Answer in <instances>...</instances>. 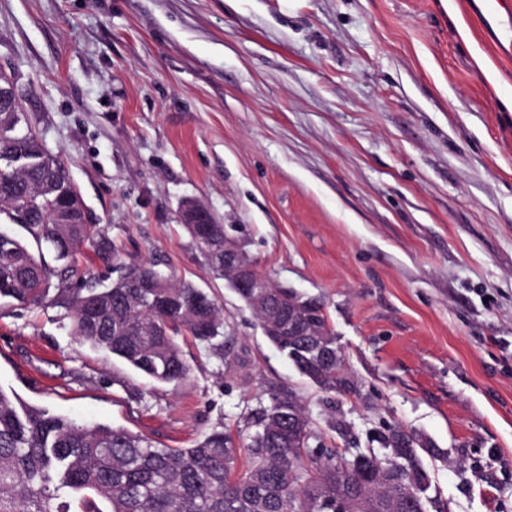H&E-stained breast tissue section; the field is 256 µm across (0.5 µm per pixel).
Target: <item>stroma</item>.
I'll return each mask as SVG.
<instances>
[{
    "label": "stroma",
    "mask_w": 512,
    "mask_h": 512,
    "mask_svg": "<svg viewBox=\"0 0 512 512\" xmlns=\"http://www.w3.org/2000/svg\"><path fill=\"white\" fill-rule=\"evenodd\" d=\"M466 0H0V73L124 262L210 292L224 353L156 383L63 310L0 305V387L189 448L292 387L323 447L401 425L433 505L512 512V62ZM319 299L355 394L299 375L182 218Z\"/></svg>",
    "instance_id": "1"
}]
</instances>
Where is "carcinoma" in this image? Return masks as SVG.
Returning a JSON list of instances; mask_svg holds the SVG:
<instances>
[{"label": "carcinoma", "instance_id": "cac0c4a2", "mask_svg": "<svg viewBox=\"0 0 512 512\" xmlns=\"http://www.w3.org/2000/svg\"><path fill=\"white\" fill-rule=\"evenodd\" d=\"M21 104L0 94V215L26 232L0 231V301L64 311L70 334L82 344L122 360L158 383L188 378L177 337L187 333L223 353L224 322L215 299L189 282L174 283L147 264L122 263L102 245L121 275L106 286L60 288L51 281L74 271L78 245L94 238L84 207L62 164L38 132L20 128ZM186 228L218 276H224V225H208L207 241L196 224ZM48 244L63 266L49 265ZM284 314L298 315L317 337L270 336L301 375L326 393H352L323 305L291 289H279ZM267 403L244 415L254 428L243 447L215 429L190 448H159L124 427L88 426L21 402L0 388V512H414L416 494L427 512L429 488L419 451L425 444L400 426H388L379 448H358L353 459L313 447L317 440L297 394L273 383ZM301 435L290 437L293 422ZM77 492L74 500L66 492Z\"/></svg>", "mask_w": 512, "mask_h": 512}]
</instances>
